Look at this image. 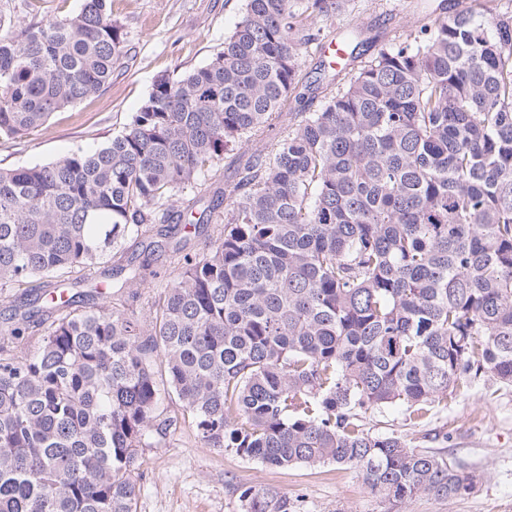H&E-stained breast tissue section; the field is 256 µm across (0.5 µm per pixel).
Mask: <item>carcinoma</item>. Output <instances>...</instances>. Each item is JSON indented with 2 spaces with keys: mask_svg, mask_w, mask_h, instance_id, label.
I'll use <instances>...</instances> for the list:
<instances>
[{
  "mask_svg": "<svg viewBox=\"0 0 512 512\" xmlns=\"http://www.w3.org/2000/svg\"><path fill=\"white\" fill-rule=\"evenodd\" d=\"M350 0H245L204 66L158 76L90 150L0 169V512H135L141 451L191 419L204 448L270 468L335 463L405 503L476 476L366 414L426 413L482 378L512 385V14L438 16L357 70L320 63L300 100L312 19ZM127 53L112 0L17 30L0 23V139L98 95ZM246 143L250 149L238 152ZM237 174L211 247L176 259L137 311L60 282L170 221L224 155ZM34 350L17 352L24 337ZM179 402L159 410V388ZM246 512L288 498L242 492Z\"/></svg>",
  "mask_w": 512,
  "mask_h": 512,
  "instance_id": "1",
  "label": "carcinoma"
}]
</instances>
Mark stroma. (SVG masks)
I'll return each mask as SVG.
<instances>
[{
  "label": "stroma",
  "instance_id": "1",
  "mask_svg": "<svg viewBox=\"0 0 512 512\" xmlns=\"http://www.w3.org/2000/svg\"><path fill=\"white\" fill-rule=\"evenodd\" d=\"M511 0H351L348 13L321 21L324 39L344 40L357 30L372 44L404 37L430 19L458 11L496 12ZM82 0H0V17L23 28L79 11ZM244 0H114L112 11L129 52L99 95L59 110L43 127L0 143V168L43 164L100 143L125 126L162 74L173 77L204 66L239 21ZM212 225L185 232L183 224H155L129 237L109 260L113 266L149 263L171 271L175 248L203 252ZM108 264V265H109ZM375 433L405 436L413 445L453 460L475 474L464 497L421 496L407 503L382 499L357 471L325 464L272 469L225 448L201 447L191 423L167 435L161 447L142 453L135 473L136 512H245L244 489L286 495L291 512H512V386L485 378L419 418L394 406L366 416Z\"/></svg>",
  "mask_w": 512,
  "mask_h": 512
}]
</instances>
